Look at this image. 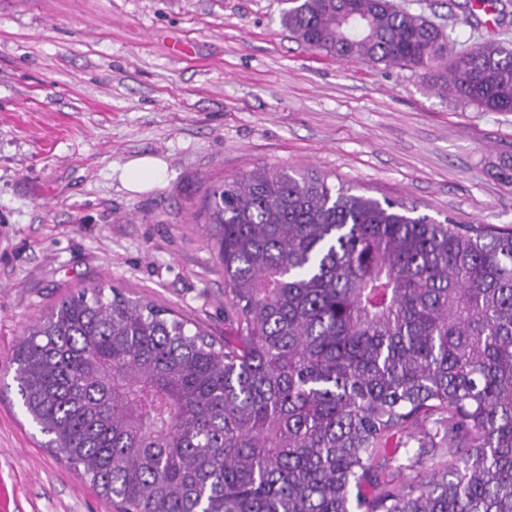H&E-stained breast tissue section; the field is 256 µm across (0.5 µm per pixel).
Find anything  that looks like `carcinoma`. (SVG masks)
<instances>
[{
  "instance_id": "1",
  "label": "carcinoma",
  "mask_w": 512,
  "mask_h": 512,
  "mask_svg": "<svg viewBox=\"0 0 512 512\" xmlns=\"http://www.w3.org/2000/svg\"><path fill=\"white\" fill-rule=\"evenodd\" d=\"M289 3L288 32L328 56L512 112V46L453 54L391 0ZM204 211L224 341L115 287L62 298L13 355L46 447L121 512H512V225L285 168L210 187ZM429 420L446 447L395 464Z\"/></svg>"
}]
</instances>
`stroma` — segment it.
I'll list each match as a JSON object with an SVG mask.
<instances>
[{
  "label": "stroma",
  "instance_id": "35a3bbf8",
  "mask_svg": "<svg viewBox=\"0 0 512 512\" xmlns=\"http://www.w3.org/2000/svg\"><path fill=\"white\" fill-rule=\"evenodd\" d=\"M458 41L512 45L466 0H394ZM287 0H0V512H116L46 448L17 394L22 331L65 295L113 286L224 335L211 184L291 168L437 219L512 225V112L424 71L295 40ZM150 155L165 183L127 190ZM166 164L153 156H141L126 163L122 181L132 192H144L160 187L166 179Z\"/></svg>",
  "mask_w": 512,
  "mask_h": 512
}]
</instances>
